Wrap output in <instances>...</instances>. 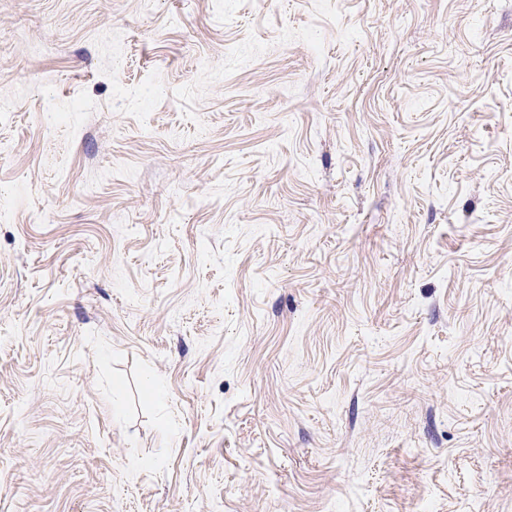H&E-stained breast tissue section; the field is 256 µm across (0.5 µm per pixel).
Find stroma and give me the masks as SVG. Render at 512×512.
Listing matches in <instances>:
<instances>
[{"instance_id":"stroma-1","label":"stroma","mask_w":512,"mask_h":512,"mask_svg":"<svg viewBox=\"0 0 512 512\" xmlns=\"http://www.w3.org/2000/svg\"><path fill=\"white\" fill-rule=\"evenodd\" d=\"M0 512H512V0H0Z\"/></svg>"}]
</instances>
